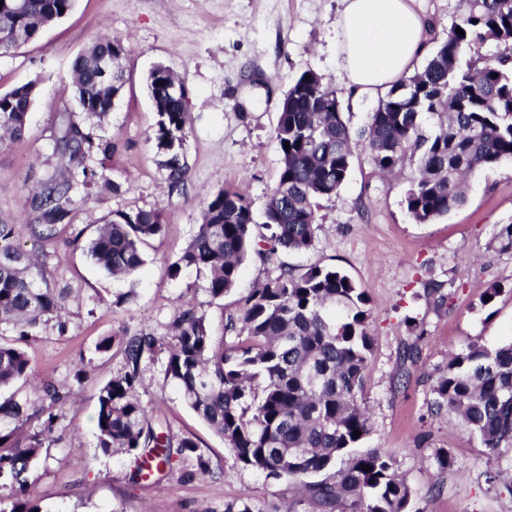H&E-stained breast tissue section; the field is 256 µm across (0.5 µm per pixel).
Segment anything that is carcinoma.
Instances as JSON below:
<instances>
[{"label":"carcinoma","mask_w":512,"mask_h":512,"mask_svg":"<svg viewBox=\"0 0 512 512\" xmlns=\"http://www.w3.org/2000/svg\"><path fill=\"white\" fill-rule=\"evenodd\" d=\"M74 2L0 0V29L22 30L31 41ZM490 39L495 49L479 53ZM129 51L123 40L105 37L72 63L79 112L99 128L125 85L121 61ZM103 55L116 60L106 81ZM308 75H300L286 93L275 127L281 165L262 212L268 235L254 238L253 202L244 193L220 190L208 198L196 233L169 265L174 277L188 268L206 273V291L214 299L236 288L251 253L309 250L319 230V201L338 193L362 152L384 174L407 162L415 165L405 203L410 217L423 224L464 203L468 175L512 160V0H462L458 20L426 66L394 85L356 132L344 119L336 89L316 73ZM174 82L163 66L147 78L158 114L154 139L165 155L161 167L170 190L181 191L188 180L189 113L185 93L169 90ZM36 95L34 82L0 94L1 134L23 138ZM425 116L433 120L431 134L422 132ZM57 144L74 166L31 198L37 217L28 228L43 241L70 223L74 187L94 180L83 160L110 149L81 121L69 122ZM163 231L158 209L117 211L89 241L87 253L109 275L134 276L146 264L144 245ZM65 299L16 243L15 225L0 224V324L21 327L19 338H26L61 319ZM371 316L365 290L342 269L314 265L296 274L284 267L227 316L218 340L203 313L179 306L166 343L165 376L224 440L236 464L294 482L318 512H411V489L394 471L392 456L377 449L352 453L371 430L361 399L372 352ZM121 343L123 370L98 395L97 448L104 455L137 456L135 477L146 479L170 463V438L156 432L137 398L142 359L155 353L159 339L135 333ZM33 373L25 350L0 342V388L25 383ZM433 394V409L458 416L491 455L512 453V342L492 348L470 342L448 354ZM71 396L42 380L32 393L0 402V420L14 423L0 433V481L9 483L13 496L9 512L37 510L30 498V464L49 439L54 410ZM34 418L44 419L43 428L22 434Z\"/></svg>","instance_id":"1"}]
</instances>
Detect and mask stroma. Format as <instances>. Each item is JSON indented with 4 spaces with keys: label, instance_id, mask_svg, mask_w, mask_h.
Masks as SVG:
<instances>
[{
    "label": "stroma",
    "instance_id": "stroma-1",
    "mask_svg": "<svg viewBox=\"0 0 512 512\" xmlns=\"http://www.w3.org/2000/svg\"><path fill=\"white\" fill-rule=\"evenodd\" d=\"M340 9V0H76L71 13L37 39L0 55V92L38 84L24 137L0 142V222L17 225L23 248L68 293L66 330L52 322L41 326L27 352L41 377L77 394L74 408L59 412L47 454L31 468L39 512H225L245 496L259 512H282L285 502L295 501L287 479L235 464L231 449L166 378L164 351L143 361L140 392L153 427L172 442L163 474L137 481L134 456L99 453L96 414L100 389L124 366L122 336L144 331L167 338L183 301L194 303L213 335H221L223 315L237 311L242 298L278 276L281 266L301 273L315 264L341 268L370 299L373 350L362 399L372 428L361 450L393 456L422 512H512V461L493 460L454 414L430 412L432 386L449 352L472 341L492 347L512 340V250L496 240L500 227L512 224V161L473 173L461 207L419 224L405 203L415 167L382 177L362 154L338 194L322 200L309 251L283 252L271 261L249 256L236 288L221 299L210 297L205 275L196 270L175 278L168 273L211 194L234 188L262 209L280 168V107L303 72L335 86L351 128L366 123L375 102L353 100L341 78ZM416 9L434 50L462 5L416 0ZM103 35L130 46L119 102L95 131L112 148L86 160L104 182L78 190L71 222L58 226L54 242H42L27 231L34 218L29 200L71 166L56 146L63 125L78 116L71 65ZM158 64L186 90L190 177L180 193L170 191L153 139L157 113L146 76ZM111 181L119 192L108 190ZM151 207L161 209L165 231L147 247L141 273L132 279L105 274L87 256L86 243L112 212ZM493 284L502 292L484 303ZM408 315L417 319V330L405 324ZM106 337L113 340L111 349L98 351ZM411 344L419 358L406 367L402 355ZM80 369L86 376L78 383ZM186 437L197 443L196 453L180 448ZM439 448L451 451L453 470H437L433 454ZM200 457L209 464L204 475L196 467ZM294 512L313 507L296 503Z\"/></svg>",
    "mask_w": 512,
    "mask_h": 512
}]
</instances>
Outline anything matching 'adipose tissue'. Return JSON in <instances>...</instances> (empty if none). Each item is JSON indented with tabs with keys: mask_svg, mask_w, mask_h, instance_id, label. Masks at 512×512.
I'll use <instances>...</instances> for the list:
<instances>
[{
	"mask_svg": "<svg viewBox=\"0 0 512 512\" xmlns=\"http://www.w3.org/2000/svg\"><path fill=\"white\" fill-rule=\"evenodd\" d=\"M415 0H342L336 49L343 81L354 97L384 98L427 51V25Z\"/></svg>",
	"mask_w": 512,
	"mask_h": 512,
	"instance_id": "1",
	"label": "adipose tissue"
}]
</instances>
